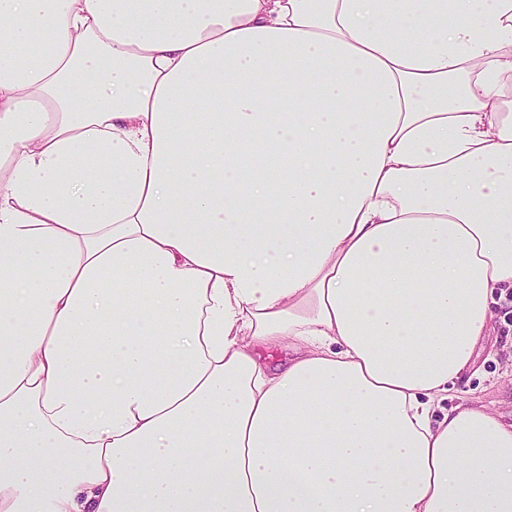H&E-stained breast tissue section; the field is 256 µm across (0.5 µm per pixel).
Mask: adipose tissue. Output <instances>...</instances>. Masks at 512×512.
I'll return each instance as SVG.
<instances>
[{"mask_svg": "<svg viewBox=\"0 0 512 512\" xmlns=\"http://www.w3.org/2000/svg\"><path fill=\"white\" fill-rule=\"evenodd\" d=\"M510 288L512 0H0V512H512ZM494 317L487 336L477 349L474 368L476 373L459 386L452 401L442 405L459 403L463 397L512 422V310L510 303L494 306ZM473 368V369H474Z\"/></svg>", "mask_w": 512, "mask_h": 512, "instance_id": "ef3b65f1", "label": "adipose tissue"}]
</instances>
